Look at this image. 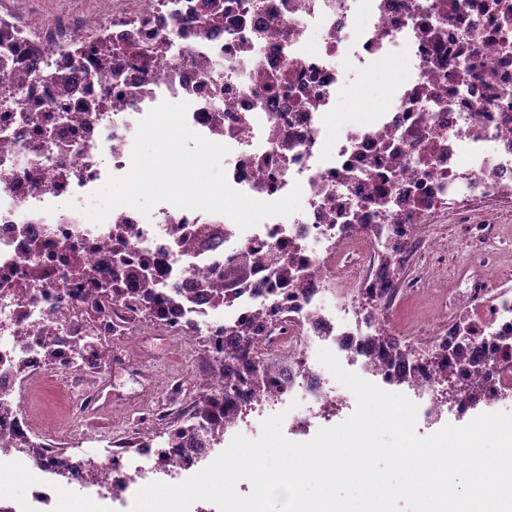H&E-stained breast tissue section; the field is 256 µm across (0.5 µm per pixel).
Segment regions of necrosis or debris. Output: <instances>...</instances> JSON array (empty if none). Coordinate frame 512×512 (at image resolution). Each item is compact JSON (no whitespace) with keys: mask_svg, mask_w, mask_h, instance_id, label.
Here are the masks:
<instances>
[{"mask_svg":"<svg viewBox=\"0 0 512 512\" xmlns=\"http://www.w3.org/2000/svg\"><path fill=\"white\" fill-rule=\"evenodd\" d=\"M137 2L113 4L103 31L89 14L0 15L16 33L0 45L12 98L0 104V461L35 465L0 512H68L75 485L128 510L149 481L182 483L257 418L283 414L297 439L344 422L357 401L319 362L323 348L407 396L427 428L511 403L512 223L498 208L512 209V0H212L224 16L214 26L201 0ZM97 31L112 43L105 66L86 52ZM398 56L410 67L384 104L326 147L350 77L375 78ZM165 102L187 103L188 127L228 147L233 189L275 202L297 187L299 211L245 230L167 202L87 220L90 195L130 172L139 123ZM448 213L457 232H431ZM245 253L246 283L215 302ZM422 291L435 312L414 326L415 351L390 363L371 344L390 341L400 301ZM146 323L176 351L201 342L213 358L253 326L272 363L264 393L210 377L208 420L105 449L95 468L30 447L36 425L12 409L17 389L38 379L94 404L99 341ZM436 351L446 374L430 366Z\"/></svg>","mask_w":512,"mask_h":512,"instance_id":"4bbe7bcc","label":"necrosis or debris"}]
</instances>
